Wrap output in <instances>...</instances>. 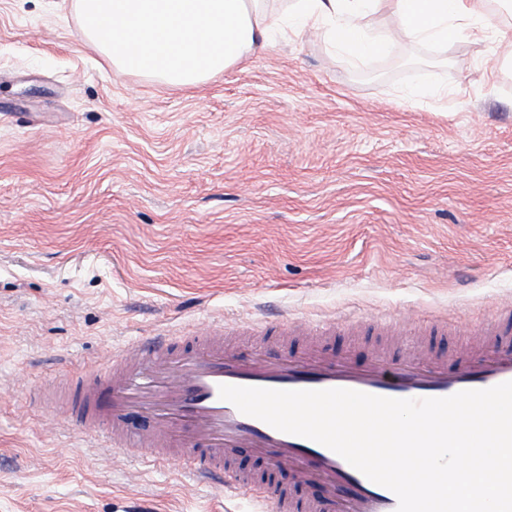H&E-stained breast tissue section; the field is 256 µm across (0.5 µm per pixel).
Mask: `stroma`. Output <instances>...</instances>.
Here are the masks:
<instances>
[{"label":"stroma","instance_id":"obj_1","mask_svg":"<svg viewBox=\"0 0 512 512\" xmlns=\"http://www.w3.org/2000/svg\"><path fill=\"white\" fill-rule=\"evenodd\" d=\"M507 47L353 66L301 35L186 89L112 68L75 0H0V512L251 507L48 425L60 360L275 314L444 317L465 350L512 304V75L482 64Z\"/></svg>","mask_w":512,"mask_h":512}]
</instances>
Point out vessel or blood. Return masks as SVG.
<instances>
[{
	"mask_svg": "<svg viewBox=\"0 0 512 512\" xmlns=\"http://www.w3.org/2000/svg\"><path fill=\"white\" fill-rule=\"evenodd\" d=\"M335 325L282 319L265 324V343L241 349L220 328L182 341L142 338L106 374L71 373L67 418L106 438L116 455L146 464L173 461L205 480L247 492L253 512H396L398 500L315 441L241 413L220 385L276 390L346 388L395 399L443 398L512 381V306L497 309L470 352L449 359L448 325H426L424 349L374 351L359 361L337 353ZM295 481L280 482L281 473Z\"/></svg>",
	"mask_w": 512,
	"mask_h": 512,
	"instance_id": "vessel-or-blood-1",
	"label": "vessel or blood"
}]
</instances>
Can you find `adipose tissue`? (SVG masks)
Returning a JSON list of instances; mask_svg holds the SVG:
<instances>
[{
  "mask_svg": "<svg viewBox=\"0 0 512 512\" xmlns=\"http://www.w3.org/2000/svg\"><path fill=\"white\" fill-rule=\"evenodd\" d=\"M82 32L116 69L195 87L264 50L274 34L311 33L356 65L401 36L433 45L486 39L512 24V0H77ZM388 23L373 26L376 14Z\"/></svg>",
  "mask_w": 512,
  "mask_h": 512,
  "instance_id": "ef3b65f1",
  "label": "adipose tissue"
}]
</instances>
